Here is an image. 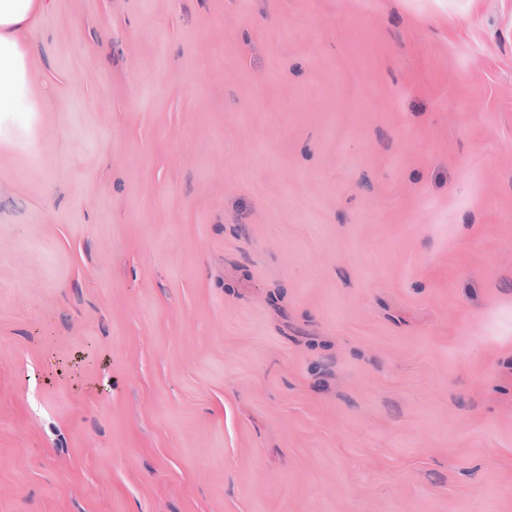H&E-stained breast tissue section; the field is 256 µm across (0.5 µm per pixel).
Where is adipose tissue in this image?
<instances>
[{
  "mask_svg": "<svg viewBox=\"0 0 512 512\" xmlns=\"http://www.w3.org/2000/svg\"><path fill=\"white\" fill-rule=\"evenodd\" d=\"M44 10L45 0H0V147L32 146L44 126L47 100L20 38Z\"/></svg>",
  "mask_w": 512,
  "mask_h": 512,
  "instance_id": "obj_1",
  "label": "adipose tissue"
}]
</instances>
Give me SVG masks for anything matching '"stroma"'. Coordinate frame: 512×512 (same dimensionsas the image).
Returning <instances> with one entry per match:
<instances>
[{
  "label": "stroma",
  "mask_w": 512,
  "mask_h": 512,
  "mask_svg": "<svg viewBox=\"0 0 512 512\" xmlns=\"http://www.w3.org/2000/svg\"><path fill=\"white\" fill-rule=\"evenodd\" d=\"M0 148V512H512V0H46Z\"/></svg>",
  "instance_id": "stroma-1"
}]
</instances>
